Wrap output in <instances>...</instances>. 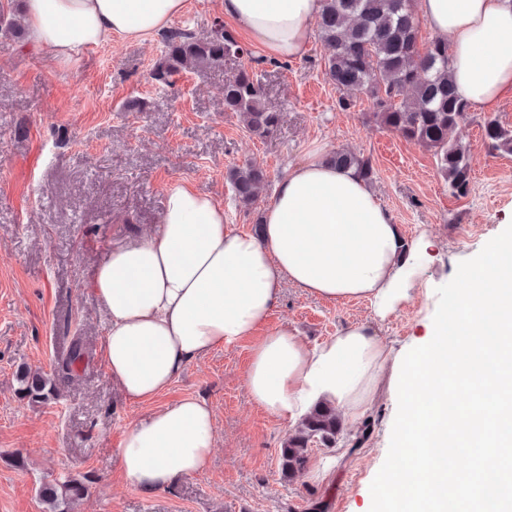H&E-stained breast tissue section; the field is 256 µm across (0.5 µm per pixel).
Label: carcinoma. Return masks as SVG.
Wrapping results in <instances>:
<instances>
[{
  "label": "carcinoma",
  "mask_w": 512,
  "mask_h": 512,
  "mask_svg": "<svg viewBox=\"0 0 512 512\" xmlns=\"http://www.w3.org/2000/svg\"><path fill=\"white\" fill-rule=\"evenodd\" d=\"M0 33L13 40L22 38L21 24L2 9ZM317 34L333 48L325 75L340 92L337 107L348 111L366 98L380 125L434 152L439 172L452 193L468 194L470 151L452 140L451 133L467 118L469 106L453 89L448 42L434 37L420 48V23L413 0H322ZM164 42L163 55L151 78L166 85L189 65L219 66L227 58L249 56L234 34L217 21L212 36L205 41L176 29L164 37ZM224 111L239 114L247 129L259 138L273 134L280 122V113L271 111L262 101L258 74L245 65L224 80ZM483 132L491 150L512 154V129L487 119ZM328 161L354 169L367 182L374 176L370 159L361 154L336 150ZM228 180L235 200L244 207L252 205L268 185L266 170L251 162L230 169ZM84 358L85 347L77 338L64 364L67 374L77 372ZM17 378L28 397L46 398L53 391L49 379L24 368L17 371ZM338 432L333 408L314 409L281 448V474L289 478L305 470L309 444L318 441L328 447L335 443ZM85 491L81 481L68 478L43 486L40 497L46 512H71L72 504Z\"/></svg>",
  "instance_id": "cac0c4a2"
}]
</instances>
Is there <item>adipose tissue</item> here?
Masks as SVG:
<instances>
[{
    "instance_id": "adipose-tissue-1",
    "label": "adipose tissue",
    "mask_w": 512,
    "mask_h": 512,
    "mask_svg": "<svg viewBox=\"0 0 512 512\" xmlns=\"http://www.w3.org/2000/svg\"><path fill=\"white\" fill-rule=\"evenodd\" d=\"M224 15L270 59L303 57L321 0H222ZM186 0H25L27 44L68 63L120 35L143 41L183 14ZM428 26L448 39L457 96L490 110L512 94V0H420ZM432 246L426 235L404 241L399 228L354 170L311 151L278 181L260 235L225 222L224 207L181 182L166 190L153 235L111 249L93 272L107 312L104 357L132 401L154 399L186 365L210 351L252 339L246 386L270 415L299 422L331 405L356 421L382 380L404 399L396 427L402 466L384 477L394 512H465L469 477L456 465L475 451L492 473L493 512H512V234L458 267L462 287L448 299L431 340L395 351L369 326L354 325L309 346L285 327L267 329L284 286L330 303L367 300L379 318L406 302ZM456 336H449L450 327ZM483 335L481 351L469 347ZM479 388L493 411L448 403V380ZM210 405L186 397L122 434L118 457L128 481L162 490L203 471L214 447ZM408 469L422 490L401 495Z\"/></svg>"
}]
</instances>
